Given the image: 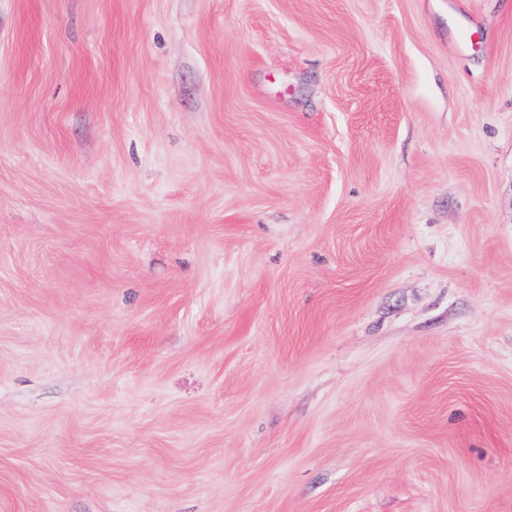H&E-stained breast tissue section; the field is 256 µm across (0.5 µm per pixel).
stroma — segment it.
<instances>
[{
	"instance_id": "1",
	"label": "stroma",
	"mask_w": 512,
	"mask_h": 512,
	"mask_svg": "<svg viewBox=\"0 0 512 512\" xmlns=\"http://www.w3.org/2000/svg\"><path fill=\"white\" fill-rule=\"evenodd\" d=\"M0 512H512V0H0Z\"/></svg>"
}]
</instances>
